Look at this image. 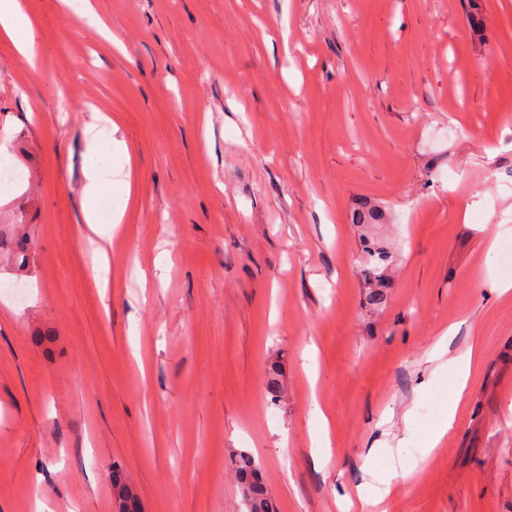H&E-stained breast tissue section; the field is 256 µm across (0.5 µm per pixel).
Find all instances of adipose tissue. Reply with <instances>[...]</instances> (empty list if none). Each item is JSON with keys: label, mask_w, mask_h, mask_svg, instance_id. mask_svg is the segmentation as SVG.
Segmentation results:
<instances>
[{"label": "adipose tissue", "mask_w": 512, "mask_h": 512, "mask_svg": "<svg viewBox=\"0 0 512 512\" xmlns=\"http://www.w3.org/2000/svg\"><path fill=\"white\" fill-rule=\"evenodd\" d=\"M0 37L10 40L16 52L28 64H35L40 52L36 25L26 10L24 0H0ZM117 185L123 197H130L131 183L126 174L100 167L90 168L86 174V183L81 193V208L85 224L101 238L109 239L112 227L121 223L122 212H114L102 216L101 208L105 198L104 189L109 185ZM464 368L460 372L452 395L448 401V413L431 436L428 446L436 448L451 428L455 415L460 408L464 393L472 375V369L479 361V353L468 350L464 356Z\"/></svg>", "instance_id": "obj_1"}]
</instances>
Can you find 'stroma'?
<instances>
[{
	"label": "stroma",
	"mask_w": 512,
	"mask_h": 512,
	"mask_svg": "<svg viewBox=\"0 0 512 512\" xmlns=\"http://www.w3.org/2000/svg\"><path fill=\"white\" fill-rule=\"evenodd\" d=\"M92 4L111 38L27 0L38 72L0 38V158L26 163L0 229L32 242L22 270L0 249V512H113L115 468L143 512H247L240 452L277 512H358L369 458L388 512H512V0ZM97 110L132 181L102 254ZM95 120L96 122L89 125L86 131L89 150L92 154H98L102 151L112 153V149L120 150L125 148L122 141L112 137L119 129L116 118L96 112ZM108 129L107 137L104 138L103 134ZM129 173L123 174V170L114 173L112 169H104L92 166L86 173V183L81 193V208L85 224L101 238L110 239L112 224H121L123 209L112 213V183L117 185L123 195L124 201L131 197V183ZM109 187V193L105 195L104 187ZM108 199L110 214L104 218L101 216L103 200ZM366 249L361 259L363 264V272L367 281L378 282L377 288H382L385 284L384 281V270L385 267L382 264L388 261L389 256L380 249L370 248ZM479 354L480 352L478 350L475 351L473 348H469L464 355L452 359V361H456L458 358H462L464 368L458 376L454 390L448 401V414L443 418L434 434L431 436L426 451L430 452L433 448H436L448 433V429L451 428L455 415L463 402L464 393L472 375V369L478 364ZM371 475L376 478L382 488L378 489V494L372 499L360 497V509L372 511V508L383 505L386 501L393 499L397 494V488L392 484V479L388 476L378 477L370 469Z\"/></svg>",
	"instance_id": "1"
}]
</instances>
